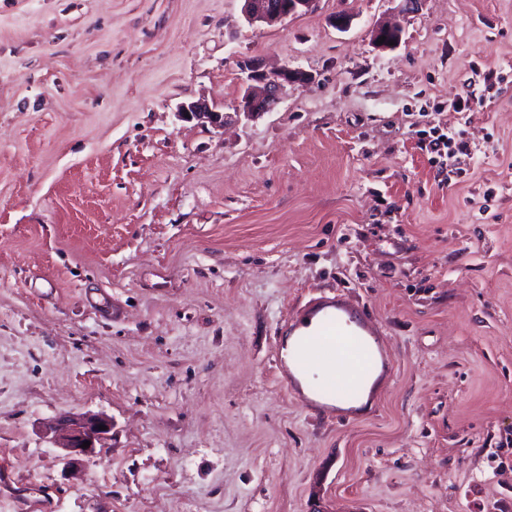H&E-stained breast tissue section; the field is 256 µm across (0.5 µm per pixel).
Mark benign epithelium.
Returning a JSON list of instances; mask_svg holds the SVG:
<instances>
[{"label":"benign epithelium","instance_id":"7a95c632","mask_svg":"<svg viewBox=\"0 0 512 512\" xmlns=\"http://www.w3.org/2000/svg\"><path fill=\"white\" fill-rule=\"evenodd\" d=\"M317 0H243V16L250 25L273 26L284 19L310 10ZM245 74L243 93L236 104V112L247 117L272 111L280 102V94L287 85L308 81V74L300 68L283 66L265 71L253 62L241 66ZM179 112L191 118H203L216 127H224V113L208 109L202 103L192 102L180 107ZM105 429H99V426ZM57 447L63 450L65 464H79L96 453L112 430V420L99 413L62 416L50 426ZM90 442L87 448L83 442Z\"/></svg>","mask_w":512,"mask_h":512}]
</instances>
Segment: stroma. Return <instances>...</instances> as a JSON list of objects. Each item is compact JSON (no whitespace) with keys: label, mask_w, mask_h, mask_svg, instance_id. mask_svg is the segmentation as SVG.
<instances>
[{"label":"stroma","mask_w":512,"mask_h":512,"mask_svg":"<svg viewBox=\"0 0 512 512\" xmlns=\"http://www.w3.org/2000/svg\"><path fill=\"white\" fill-rule=\"evenodd\" d=\"M242 6L0 0V512H512V0H424L390 51L391 0ZM244 59L313 80L247 118ZM338 293L393 354L368 418L277 378ZM248 24L273 26L290 16L309 11L318 0H242ZM287 1V2H284ZM179 112L183 115L189 114V118H203L215 127H224L223 112H216L208 109L203 103L192 102L187 105H181ZM99 425L106 426L100 430ZM55 434L57 448L63 450L65 464L71 466L90 459L96 448L103 445L112 430V420L99 413H84L79 416H62L50 426ZM85 441H90L88 448H81Z\"/></svg>","instance_id":"stroma-1"}]
</instances>
